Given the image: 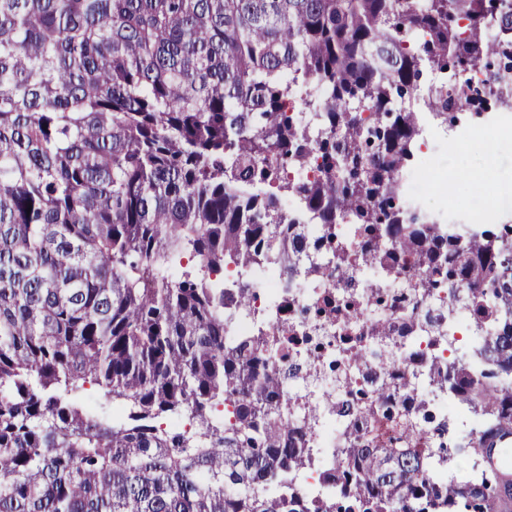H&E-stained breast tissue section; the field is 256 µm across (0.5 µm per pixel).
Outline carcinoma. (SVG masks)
I'll return each instance as SVG.
<instances>
[{
  "label": "carcinoma",
  "mask_w": 512,
  "mask_h": 512,
  "mask_svg": "<svg viewBox=\"0 0 512 512\" xmlns=\"http://www.w3.org/2000/svg\"><path fill=\"white\" fill-rule=\"evenodd\" d=\"M426 72L437 117L498 95L512 0H0V512H499L479 443L512 425V226L461 237L402 202ZM305 258L345 286L378 266L408 328L446 336L460 304L497 331L470 365L407 374L392 318L362 324L348 290L371 383L305 413L284 392L319 353L224 343V303L253 295L216 281ZM445 389L480 415L467 441L408 408ZM325 416L350 447L311 500L298 473Z\"/></svg>",
  "instance_id": "carcinoma-1"
}]
</instances>
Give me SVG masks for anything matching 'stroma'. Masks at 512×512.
Wrapping results in <instances>:
<instances>
[{
	"mask_svg": "<svg viewBox=\"0 0 512 512\" xmlns=\"http://www.w3.org/2000/svg\"><path fill=\"white\" fill-rule=\"evenodd\" d=\"M423 127V139L429 148L422 157L428 169L418 188L416 202L426 212L435 214L447 224H472L477 217L487 216L492 224L512 225V143L499 146L493 160H486L477 139L461 140V133L488 124L512 127V112L504 110L495 99H487L480 108L458 113L454 122L436 120L429 114L424 101L414 106ZM418 163V164H421ZM418 164L409 163V170ZM484 169L485 192L473 193L466 183H458L454 196H447L437 186V179L449 173L463 172L472 167Z\"/></svg>",
	"mask_w": 512,
	"mask_h": 512,
	"instance_id": "obj_1",
	"label": "stroma"
}]
</instances>
